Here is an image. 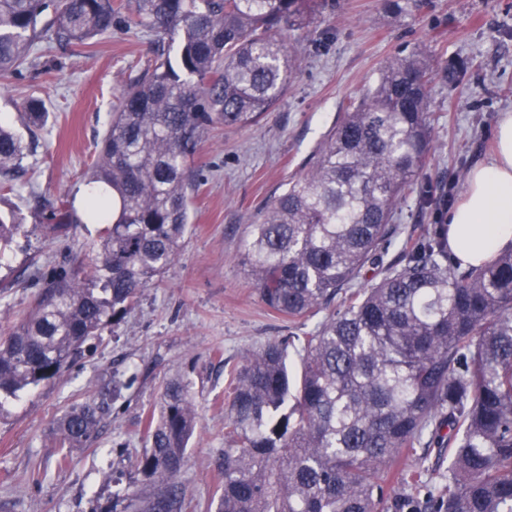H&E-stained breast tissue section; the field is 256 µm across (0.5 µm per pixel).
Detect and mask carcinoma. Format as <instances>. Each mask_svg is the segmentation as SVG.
Masks as SVG:
<instances>
[{
	"mask_svg": "<svg viewBox=\"0 0 512 512\" xmlns=\"http://www.w3.org/2000/svg\"><path fill=\"white\" fill-rule=\"evenodd\" d=\"M314 10V0H0V78L18 73L38 41L87 47L121 25L168 41L121 94L85 176L83 213L69 204L49 217L50 230L66 231L117 208L91 265L58 272L0 340V409L60 376L175 261L205 132L253 125L275 108L297 70L283 32ZM465 72L425 45L385 63L304 172L247 224L240 262L267 307L292 321L326 316L230 369L215 512H512V248L464 267L448 250V225L428 224L385 261L400 235L397 208L432 148L431 87ZM26 116L43 126L42 103ZM28 152L0 125L5 180ZM420 195L444 206L437 184ZM20 229L0 216V244ZM106 412L94 400L65 412L54 427L62 447H88ZM196 426L188 386L167 381L138 461L146 487L115 478L92 512H195L180 477ZM432 446L448 449V487L422 498L424 469L404 464ZM395 483L408 493L392 501Z\"/></svg>",
	"mask_w": 512,
	"mask_h": 512,
	"instance_id": "obj_1",
	"label": "carcinoma"
}]
</instances>
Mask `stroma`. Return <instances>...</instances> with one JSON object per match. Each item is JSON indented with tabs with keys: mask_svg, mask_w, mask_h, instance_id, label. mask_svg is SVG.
Listing matches in <instances>:
<instances>
[{
	"mask_svg": "<svg viewBox=\"0 0 512 512\" xmlns=\"http://www.w3.org/2000/svg\"><path fill=\"white\" fill-rule=\"evenodd\" d=\"M154 41L120 27L86 48L40 42L20 74L0 86V122L21 137L30 133L26 101L39 99L47 110L14 191L0 192V213H15L22 224L0 248V332L27 311L45 275L91 264L100 225L76 224L55 238L44 231L45 217L61 201L77 203L121 93L152 62ZM292 42L299 69L276 108L256 125L207 131L195 158L193 222L159 283L61 377L0 412V512H90L111 496L113 477L144 485L137 461L145 419L158 412L171 379L189 384L198 413L181 480L195 502L215 505L228 366L316 325L288 322L262 302L239 261L250 217L300 172L342 104L418 44L439 61L468 66L461 85L432 89L434 150L425 180L459 194L493 149L498 114L512 110V0H422L406 15L385 11L381 0H336ZM101 398L109 409L98 438L60 463L51 436L57 419ZM34 466L46 472L38 484L28 480Z\"/></svg>",
	"mask_w": 512,
	"mask_h": 512,
	"instance_id": "stroma-1",
	"label": "stroma"
}]
</instances>
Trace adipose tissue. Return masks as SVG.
Segmentation results:
<instances>
[{"mask_svg": "<svg viewBox=\"0 0 512 512\" xmlns=\"http://www.w3.org/2000/svg\"><path fill=\"white\" fill-rule=\"evenodd\" d=\"M493 155L474 165L447 216L448 244L465 266L512 247V110L499 113Z\"/></svg>", "mask_w": 512, "mask_h": 512, "instance_id": "1", "label": "adipose tissue"}]
</instances>
